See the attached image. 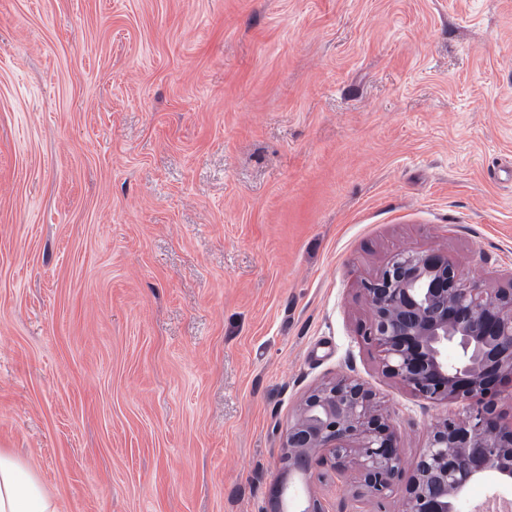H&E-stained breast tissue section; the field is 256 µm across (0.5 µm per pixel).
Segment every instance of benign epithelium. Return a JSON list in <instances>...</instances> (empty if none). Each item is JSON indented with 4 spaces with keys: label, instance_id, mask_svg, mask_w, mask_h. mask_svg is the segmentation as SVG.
Masks as SVG:
<instances>
[{
    "label": "benign epithelium",
    "instance_id": "obj_1",
    "mask_svg": "<svg viewBox=\"0 0 512 512\" xmlns=\"http://www.w3.org/2000/svg\"><path fill=\"white\" fill-rule=\"evenodd\" d=\"M362 291L371 312L367 336L385 373L424 400L462 405L463 418H445L430 433L400 512H463L471 482L512 478V424H503L499 411L512 403V287L467 278L434 248L394 254ZM279 463L288 480L275 489L271 512H328L308 485L324 466H353L362 487L379 498L403 469L371 391L351 376L303 397Z\"/></svg>",
    "mask_w": 512,
    "mask_h": 512
}]
</instances>
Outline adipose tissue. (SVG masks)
I'll list each match as a JSON object with an SVG mask.
<instances>
[{
    "instance_id": "1",
    "label": "adipose tissue",
    "mask_w": 512,
    "mask_h": 512,
    "mask_svg": "<svg viewBox=\"0 0 512 512\" xmlns=\"http://www.w3.org/2000/svg\"><path fill=\"white\" fill-rule=\"evenodd\" d=\"M0 512H57L39 477L3 449H0Z\"/></svg>"
}]
</instances>
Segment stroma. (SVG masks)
Returning <instances> with one entry per match:
<instances>
[{
    "label": "stroma",
    "mask_w": 512,
    "mask_h": 512,
    "mask_svg": "<svg viewBox=\"0 0 512 512\" xmlns=\"http://www.w3.org/2000/svg\"><path fill=\"white\" fill-rule=\"evenodd\" d=\"M442 248L512 284V0H0V449L58 512H269L301 397L432 427L361 285Z\"/></svg>",
    "instance_id": "35a3bbf8"
}]
</instances>
